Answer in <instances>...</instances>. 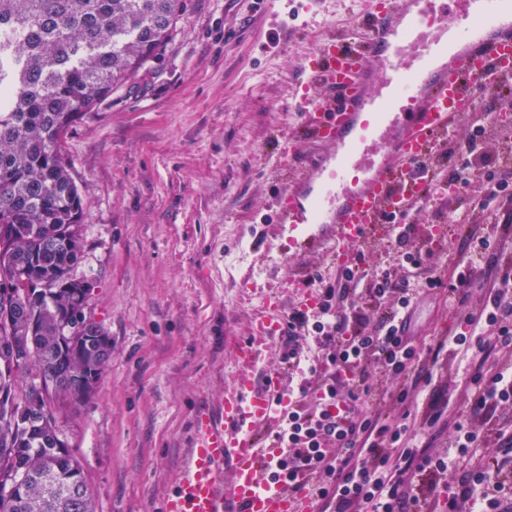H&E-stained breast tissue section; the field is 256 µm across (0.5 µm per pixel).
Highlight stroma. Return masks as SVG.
I'll return each instance as SVG.
<instances>
[{
	"mask_svg": "<svg viewBox=\"0 0 512 512\" xmlns=\"http://www.w3.org/2000/svg\"><path fill=\"white\" fill-rule=\"evenodd\" d=\"M348 20L342 0H189L136 83L69 130L64 158L85 215L74 274L92 285L112 356L86 403L56 407L96 512H162L196 412L235 384L252 311L276 295L291 309L296 270L335 278L324 252L290 257L267 219L283 147L310 151L294 86L328 28ZM412 222L411 250L446 226L429 262L456 275L463 232L447 201L431 198ZM455 331L447 289L414 306L417 343ZM464 378L453 358L433 374L449 418L467 409Z\"/></svg>",
	"mask_w": 512,
	"mask_h": 512,
	"instance_id": "stroma-1",
	"label": "stroma"
}]
</instances>
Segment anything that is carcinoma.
Instances as JSON below:
<instances>
[{"label":"carcinoma","mask_w":512,"mask_h":512,"mask_svg":"<svg viewBox=\"0 0 512 512\" xmlns=\"http://www.w3.org/2000/svg\"><path fill=\"white\" fill-rule=\"evenodd\" d=\"M187 0H0V512H94L79 462L54 411L31 401L81 404L112 352L105 329L71 334L73 276L84 212L63 157L82 114L128 86L165 47ZM29 350L26 368L15 353ZM30 383L16 391L14 378Z\"/></svg>","instance_id":"1"}]
</instances>
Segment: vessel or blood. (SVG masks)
I'll list each match as a JSON object with an SVG mask.
<instances>
[{
  "label": "vessel or blood",
  "mask_w": 512,
  "mask_h": 512,
  "mask_svg": "<svg viewBox=\"0 0 512 512\" xmlns=\"http://www.w3.org/2000/svg\"><path fill=\"white\" fill-rule=\"evenodd\" d=\"M307 77L325 93L300 98L297 133L327 153L278 191L274 221L297 256L322 225H335L330 255L343 267L354 251L393 238L429 199L440 144L489 89L512 80V0H368L358 32L325 39ZM288 288L296 308L316 310L305 276ZM285 327L277 301L255 318L234 387L194 418L164 512H312L306 481L272 477L287 448L259 438L274 433L294 394L279 373L260 369Z\"/></svg>",
  "instance_id": "vessel-or-blood-1"
}]
</instances>
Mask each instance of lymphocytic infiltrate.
I'll return each mask as SVG.
<instances>
[{
	"instance_id": "lymphocytic-infiltrate-1",
	"label": "lymphocytic infiltrate",
	"mask_w": 512,
	"mask_h": 512,
	"mask_svg": "<svg viewBox=\"0 0 512 512\" xmlns=\"http://www.w3.org/2000/svg\"><path fill=\"white\" fill-rule=\"evenodd\" d=\"M493 129L488 119L476 125L459 153L460 166L437 172L433 187L482 181L487 191L479 211L488 223H508L512 211H502L499 197L512 186L506 179L512 174V146L504 145L492 163L478 150ZM466 237L470 248L452 282H443L426 266L424 252L406 250L409 236L403 233L395 238L399 268L366 272L352 265L332 281L312 275L309 284L319 302L316 314L298 309L289 314L283 359L301 368L310 399L289 409L275 438L293 449L281 461V470L289 479L313 485L317 512H435L442 500L448 512H512V469H504L500 460L512 454V430L495 417L499 406L512 404V262L497 268L481 310L461 316L465 335L439 340L424 352L409 333L410 312L420 297L441 287L454 298L466 293L475 270L501 249L499 237H479L471 230ZM353 282L363 284L377 301L396 296L395 307L369 324L360 309L344 306ZM303 338L324 350V358L302 365ZM450 354L465 364L469 413L482 419L483 431L448 423L440 408L423 422L415 420L410 384L429 381L431 366ZM371 363L381 377L403 379V386L388 396L369 384L364 374ZM339 401L347 408L341 421L327 408ZM449 429L454 435L447 455L433 454L432 443ZM451 470L458 472L457 482L439 487L438 476Z\"/></svg>"
}]
</instances>
